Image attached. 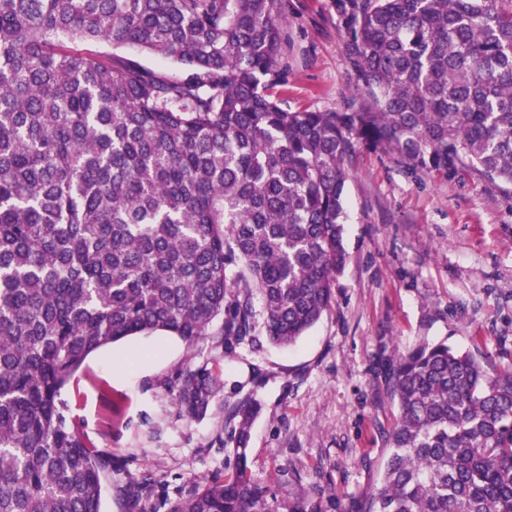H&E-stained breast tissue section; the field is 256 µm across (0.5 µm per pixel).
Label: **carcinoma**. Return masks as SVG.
I'll list each match as a JSON object with an SVG mask.
<instances>
[{
  "label": "carcinoma",
  "instance_id": "cac0c4a2",
  "mask_svg": "<svg viewBox=\"0 0 512 512\" xmlns=\"http://www.w3.org/2000/svg\"><path fill=\"white\" fill-rule=\"evenodd\" d=\"M367 100L293 111L286 0H0V512H102L98 450L62 391L98 349L162 331L295 344L345 266V163L384 146L413 167L512 185V0H333ZM106 43L114 52H76ZM168 59V76L116 54ZM399 416L360 512H512V372L446 342L390 367ZM205 367L174 389L191 417ZM237 467L189 479L175 512H277Z\"/></svg>",
  "mask_w": 512,
  "mask_h": 512
}]
</instances>
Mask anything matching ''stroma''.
I'll return each instance as SVG.
<instances>
[{
    "label": "stroma",
    "mask_w": 512,
    "mask_h": 512,
    "mask_svg": "<svg viewBox=\"0 0 512 512\" xmlns=\"http://www.w3.org/2000/svg\"><path fill=\"white\" fill-rule=\"evenodd\" d=\"M288 34L278 92L290 109L363 104L332 0H288ZM346 170L348 260L330 311L296 345H272L258 314L252 335L228 347L217 320L192 346L166 332L106 346L63 390L102 452L104 512H173L189 477L232 472L225 441L247 404L256 408L248 473L271 487L277 512L301 499L317 512H358L382 478L398 413L387 360L445 340L490 372L512 371V186L471 168L420 170L381 147L357 148ZM189 366L220 380L192 419L171 394ZM144 477L143 494L134 483Z\"/></svg>",
    "instance_id": "stroma-1"
}]
</instances>
